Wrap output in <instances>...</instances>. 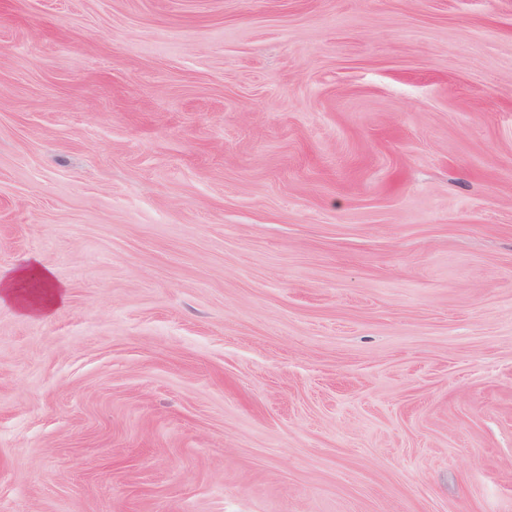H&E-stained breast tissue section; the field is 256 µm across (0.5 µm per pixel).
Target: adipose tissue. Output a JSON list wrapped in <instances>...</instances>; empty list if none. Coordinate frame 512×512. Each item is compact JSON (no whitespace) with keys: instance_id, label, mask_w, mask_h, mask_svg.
<instances>
[{"instance_id":"ef3b65f1","label":"adipose tissue","mask_w":512,"mask_h":512,"mask_svg":"<svg viewBox=\"0 0 512 512\" xmlns=\"http://www.w3.org/2000/svg\"><path fill=\"white\" fill-rule=\"evenodd\" d=\"M14 299L31 315H45L66 300L63 287L53 279L50 269L31 258L8 279L0 278V299Z\"/></svg>"}]
</instances>
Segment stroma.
Returning <instances> with one entry per match:
<instances>
[{"label":"stroma","instance_id":"obj_1","mask_svg":"<svg viewBox=\"0 0 512 512\" xmlns=\"http://www.w3.org/2000/svg\"><path fill=\"white\" fill-rule=\"evenodd\" d=\"M0 512H512V0H0ZM0 288V300L14 299L31 315H46L66 300L65 290L54 281L51 270L41 266L35 258L28 259L13 277H0ZM20 288L33 289L28 294H22Z\"/></svg>","mask_w":512,"mask_h":512}]
</instances>
